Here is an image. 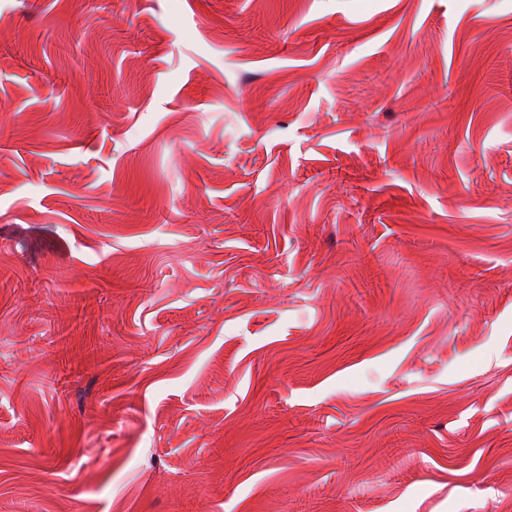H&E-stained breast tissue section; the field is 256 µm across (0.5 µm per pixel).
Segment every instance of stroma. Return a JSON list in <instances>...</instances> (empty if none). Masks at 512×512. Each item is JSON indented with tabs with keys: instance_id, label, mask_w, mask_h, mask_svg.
Segmentation results:
<instances>
[{
	"instance_id": "1",
	"label": "stroma",
	"mask_w": 512,
	"mask_h": 512,
	"mask_svg": "<svg viewBox=\"0 0 512 512\" xmlns=\"http://www.w3.org/2000/svg\"><path fill=\"white\" fill-rule=\"evenodd\" d=\"M0 512H512V0H0Z\"/></svg>"
}]
</instances>
